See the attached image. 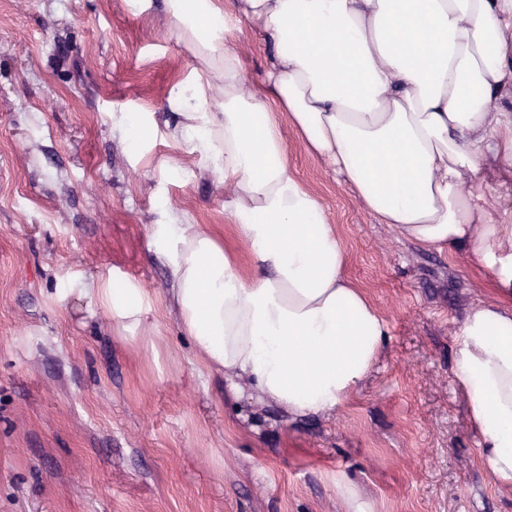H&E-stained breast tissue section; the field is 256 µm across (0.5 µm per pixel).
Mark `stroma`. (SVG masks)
<instances>
[{"label": "stroma", "mask_w": 512, "mask_h": 512, "mask_svg": "<svg viewBox=\"0 0 512 512\" xmlns=\"http://www.w3.org/2000/svg\"><path fill=\"white\" fill-rule=\"evenodd\" d=\"M232 45L260 84L267 43L243 26ZM198 65L165 0H0V512H348L340 477L371 512H512L453 376L464 308L500 298L491 278L399 239L289 125V169L387 336L330 416L257 404L204 369L151 245L164 206L255 271L223 185L171 135V92ZM123 114L153 124L141 148L114 131ZM108 274L148 294L135 334L79 293Z\"/></svg>", "instance_id": "1"}]
</instances>
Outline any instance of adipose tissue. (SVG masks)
<instances>
[{"mask_svg":"<svg viewBox=\"0 0 512 512\" xmlns=\"http://www.w3.org/2000/svg\"><path fill=\"white\" fill-rule=\"evenodd\" d=\"M199 65L173 104L176 139L224 182V210L257 274L176 209L154 225L178 321L234 393L291 415H329L370 371L386 324L345 275L318 197L288 170L286 117L313 156L403 239L464 255L512 292V0H167ZM270 43L261 87L228 18ZM121 330L139 329L144 289L85 284ZM470 424L498 484L512 487V309L467 308L453 355Z\"/></svg>","mask_w":512,"mask_h":512,"instance_id":"obj_1","label":"adipose tissue"}]
</instances>
